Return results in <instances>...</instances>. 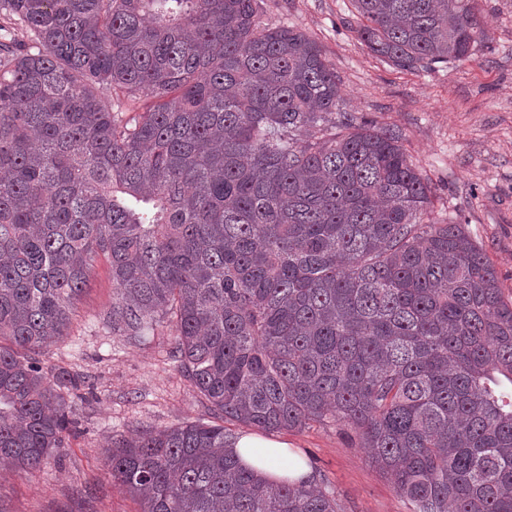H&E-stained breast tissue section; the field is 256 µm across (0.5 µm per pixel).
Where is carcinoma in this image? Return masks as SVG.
<instances>
[{"instance_id": "carcinoma-1", "label": "carcinoma", "mask_w": 512, "mask_h": 512, "mask_svg": "<svg viewBox=\"0 0 512 512\" xmlns=\"http://www.w3.org/2000/svg\"><path fill=\"white\" fill-rule=\"evenodd\" d=\"M351 2L399 69L485 42L479 0ZM340 100L322 47L257 0H0V458L31 473L59 447L84 380L38 355L103 255L106 325L166 324L212 415L112 437L140 512H345L324 478L243 465L226 427L331 421L414 512H512V299L434 222L400 135Z\"/></svg>"}]
</instances>
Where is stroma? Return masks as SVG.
Listing matches in <instances>:
<instances>
[{
  "instance_id": "stroma-1",
  "label": "stroma",
  "mask_w": 512,
  "mask_h": 512,
  "mask_svg": "<svg viewBox=\"0 0 512 512\" xmlns=\"http://www.w3.org/2000/svg\"><path fill=\"white\" fill-rule=\"evenodd\" d=\"M264 23L298 28L322 47L342 84L343 108L393 128L434 193V217L460 224L512 295V0H479L488 41L466 60L400 70L361 45L349 0H259ZM110 264L98 257L66 336L39 355L48 369L84 377L77 428L56 458L26 474L0 467V512H137L103 464L114 435L171 427L207 409L168 355L158 325L132 343L103 328ZM335 487L346 512H412L347 426L276 432Z\"/></svg>"
}]
</instances>
